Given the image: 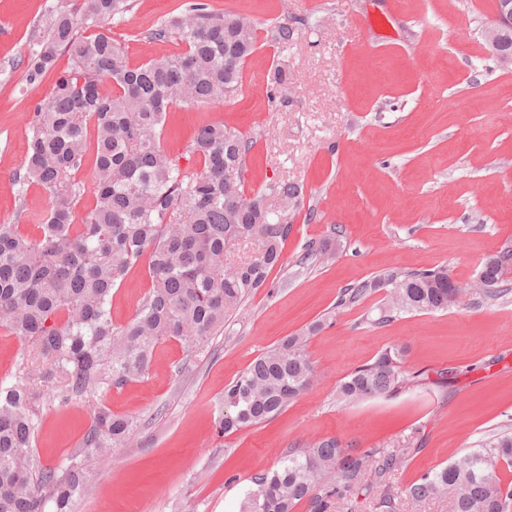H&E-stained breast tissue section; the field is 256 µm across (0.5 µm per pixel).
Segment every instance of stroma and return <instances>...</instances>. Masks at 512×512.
<instances>
[{"label":"stroma","mask_w":512,"mask_h":512,"mask_svg":"<svg viewBox=\"0 0 512 512\" xmlns=\"http://www.w3.org/2000/svg\"><path fill=\"white\" fill-rule=\"evenodd\" d=\"M188 0H128L110 21L130 65L178 52L148 32ZM71 0H0V224L37 236L48 209L43 190L18 197L36 105L53 75L26 80L47 23ZM259 26L285 19L297 40H259L242 85L221 104L172 109L161 145L183 156L194 130L219 121L256 138L245 192L288 180L302 184L303 210L283 263L197 348L162 344L149 372L112 390L113 413L140 419L137 433L97 468L75 512H240L248 479L273 468L299 442L335 437L352 448H389L410 436L422 446L389 472L403 488L492 434L512 431V294L469 295L445 313L405 315L382 326L366 318L375 293L334 314L348 285L380 272L447 267L474 280L484 259L512 244V69L486 49L492 0H211ZM281 70L283 84L271 76ZM340 232L325 264H305L309 242ZM150 287L144 268L116 291L112 319L124 324ZM306 351L312 387L265 423L224 437L214 418L224 388L259 355L313 323ZM405 352L424 372L422 389L338 406L336 387L383 349ZM91 422L87 405L43 410L33 455L61 465Z\"/></svg>","instance_id":"1"}]
</instances>
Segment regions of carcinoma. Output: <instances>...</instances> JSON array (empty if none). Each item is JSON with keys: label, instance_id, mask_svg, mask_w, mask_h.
Wrapping results in <instances>:
<instances>
[{"label": "carcinoma", "instance_id": "1", "mask_svg": "<svg viewBox=\"0 0 512 512\" xmlns=\"http://www.w3.org/2000/svg\"><path fill=\"white\" fill-rule=\"evenodd\" d=\"M126 8L127 0H77L57 10L27 74L35 83L55 70L59 53L71 60L35 109L24 172L14 177L19 195L36 184L49 198L39 235L0 224V326L30 347L16 381H0V512H73L97 464L139 427L137 419L113 414L102 397L142 378L156 348L170 338L206 346L228 316L268 287L303 205L297 183L272 182L248 196L241 181L228 177L245 169L256 139L222 123L199 127L188 144L197 168L182 166L161 146L173 107L222 103L238 90L244 64L257 50L255 21L194 0L148 34L183 50L131 67L104 27ZM297 36L286 20L266 28V40L277 46ZM90 158L94 200L81 215L84 188L75 175ZM251 236L260 239V253L225 267L229 243ZM339 245L334 236L311 242L302 261L322 263ZM143 264L151 287L135 315L117 325L113 289ZM511 268L512 245H505L484 261L485 281L471 287L489 299L506 296ZM381 290L375 325L445 312L464 287L453 284L445 267L387 269L343 289L336 307L355 306ZM320 327L286 337L224 387L218 433L267 422L310 388L314 367L305 346ZM425 383L403 366L401 350L386 348L340 381L336 405ZM46 387L59 404L85 402L92 412L79 447L55 468L35 467L31 455ZM417 450L409 440L392 450L349 449L334 437L303 442L249 478L241 512H293L299 504L306 512H333L356 491L378 490L384 512H396L401 492L385 476ZM500 465L512 468L511 432L418 475L406 492L422 504L450 491L452 512H512V483L497 476Z\"/></svg>", "mask_w": 512, "mask_h": 512}]
</instances>
